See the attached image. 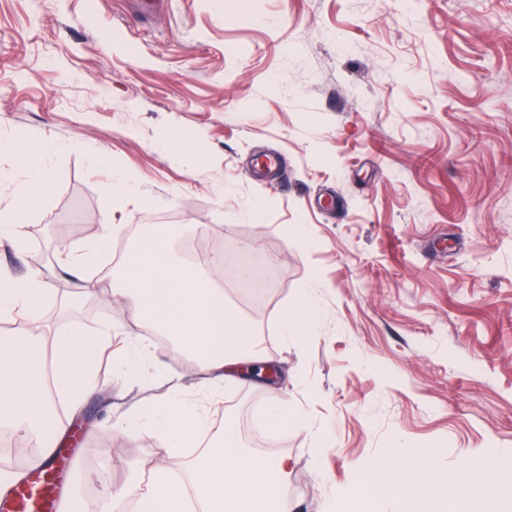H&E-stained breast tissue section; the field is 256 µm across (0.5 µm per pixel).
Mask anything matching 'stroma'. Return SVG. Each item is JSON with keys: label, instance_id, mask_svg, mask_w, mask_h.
I'll return each mask as SVG.
<instances>
[{"label": "stroma", "instance_id": "35a3bbf8", "mask_svg": "<svg viewBox=\"0 0 512 512\" xmlns=\"http://www.w3.org/2000/svg\"><path fill=\"white\" fill-rule=\"evenodd\" d=\"M86 2L0 0V173L50 144L55 178L0 245V265L46 282L40 315L0 318V336H144L109 295L119 261L77 301L58 248L105 224L116 251L178 225L173 252L196 267L216 245L272 260L262 297L219 286L273 383L225 385L211 418L287 459L293 512H345L368 469L380 488L400 473L462 487L459 512H512V0H164L137 22L126 0ZM306 295L313 332L284 339L281 313ZM151 349L147 377L123 380L103 348L93 390L63 409L88 429L64 474L86 512L192 458L115 427L202 389L176 343ZM274 395L293 417L278 429L258 420ZM478 453L488 467L468 474Z\"/></svg>", "mask_w": 512, "mask_h": 512}]
</instances>
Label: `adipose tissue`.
<instances>
[{"label":"adipose tissue","instance_id":"1","mask_svg":"<svg viewBox=\"0 0 512 512\" xmlns=\"http://www.w3.org/2000/svg\"><path fill=\"white\" fill-rule=\"evenodd\" d=\"M44 150L28 155L23 179L12 187L14 207L0 222V242L14 239L19 223L54 189ZM175 226L156 224L122 265L118 295L137 317L151 322L196 361L208 390L237 379L242 367L264 362L247 320L224 299L211 275L174 261L170 255ZM112 245V227L103 225L98 239L64 251L79 295L99 287L92 271ZM45 295L36 277L20 280L0 268V315L36 316ZM111 329L96 336L78 333L47 338L46 334L0 338V425L44 434L55 396L79 407L93 383L90 362ZM150 423L162 447L188 444L201 448L192 472L194 512H290L281 492L287 463L258 457L236 448L231 426L213 432L210 407L196 397L178 396L156 403ZM183 483L172 481L168 468L155 472L153 486L141 495L139 512H185Z\"/></svg>","mask_w":512,"mask_h":512}]
</instances>
